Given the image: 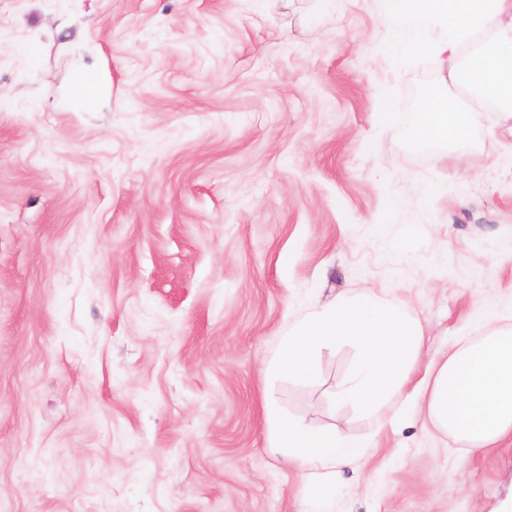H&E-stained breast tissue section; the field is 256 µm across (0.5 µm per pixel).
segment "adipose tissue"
<instances>
[{"label": "adipose tissue", "mask_w": 512, "mask_h": 512, "mask_svg": "<svg viewBox=\"0 0 512 512\" xmlns=\"http://www.w3.org/2000/svg\"><path fill=\"white\" fill-rule=\"evenodd\" d=\"M384 2L390 42L399 58L447 62L479 96L497 102L499 112H512V22L498 28L489 45L465 64L456 61L461 42L487 18L512 19V0ZM391 118L428 151L473 137L480 126L478 112L454 110L447 91L439 87L426 88L414 110L392 113ZM511 315L512 299L477 303L471 318L484 327V335L456 344L428 378L430 422L473 448L512 439V326L505 323ZM268 418L275 428L276 452L313 486L335 482L338 466L372 448L370 439L340 437L335 430L308 426L273 410Z\"/></svg>", "instance_id": "obj_1"}]
</instances>
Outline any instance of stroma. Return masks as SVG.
<instances>
[{
  "instance_id": "1",
  "label": "stroma",
  "mask_w": 512,
  "mask_h": 512,
  "mask_svg": "<svg viewBox=\"0 0 512 512\" xmlns=\"http://www.w3.org/2000/svg\"><path fill=\"white\" fill-rule=\"evenodd\" d=\"M431 83L464 90L397 67L383 0H0V512H309L271 405L374 439L340 512H512L511 443L422 428L428 367L512 294V119L416 149L389 115ZM359 288L423 332L381 427L334 399L352 346L313 381L269 367ZM107 88L94 75L81 76L75 89V97L86 107H95L104 98Z\"/></svg>"
}]
</instances>
